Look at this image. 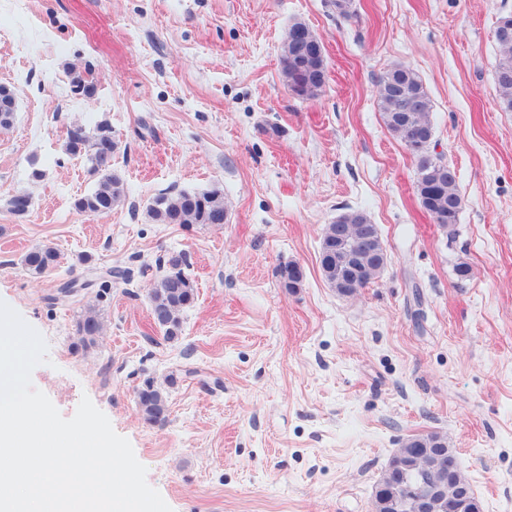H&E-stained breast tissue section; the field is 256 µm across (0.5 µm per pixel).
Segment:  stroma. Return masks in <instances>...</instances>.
Instances as JSON below:
<instances>
[{"instance_id": "stroma-1", "label": "stroma", "mask_w": 512, "mask_h": 512, "mask_svg": "<svg viewBox=\"0 0 512 512\" xmlns=\"http://www.w3.org/2000/svg\"><path fill=\"white\" fill-rule=\"evenodd\" d=\"M0 0V302L44 339L30 374L63 418L82 397L129 440L172 512H373V491L413 435L454 448L481 512H512V112L496 103L497 18L512 0ZM324 44L316 98L281 74L289 27ZM416 71L433 105L432 148L464 199L454 233L416 195L417 169L385 127L376 84ZM84 72L92 93L74 92ZM76 123L109 126L124 201L74 202L97 179L65 151ZM40 179H32V171ZM219 188L225 224H159L163 192ZM32 204L14 215L9 198ZM377 224L388 265L351 296L320 265L325 225ZM55 247L29 274L24 253ZM187 258L197 298L178 339L148 318L141 266ZM301 264L290 293L279 266ZM470 269L458 278L457 265ZM128 269L131 281L100 275ZM69 294H62L63 286ZM104 331L75 350L87 311ZM168 389L165 424L135 391ZM23 267L33 275H43L56 269L59 263L58 251L50 245H42L27 251L22 259Z\"/></svg>"}]
</instances>
